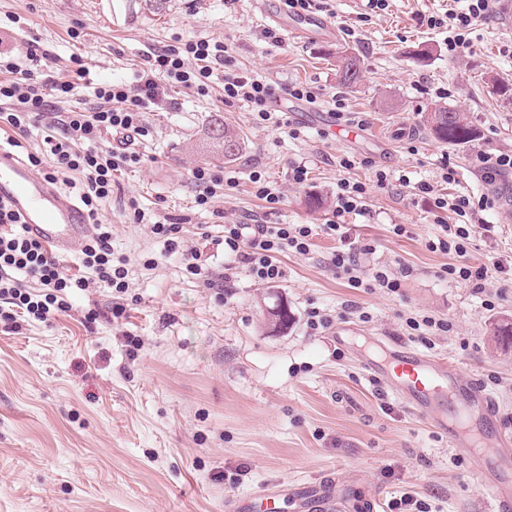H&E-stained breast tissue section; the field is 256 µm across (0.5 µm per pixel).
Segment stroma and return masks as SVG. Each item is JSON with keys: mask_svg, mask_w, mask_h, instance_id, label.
Listing matches in <instances>:
<instances>
[{"mask_svg": "<svg viewBox=\"0 0 512 512\" xmlns=\"http://www.w3.org/2000/svg\"><path fill=\"white\" fill-rule=\"evenodd\" d=\"M462 0H384L362 9L330 0L320 12L334 35L305 40L261 11L256 0H0V52L37 42L52 74L73 79L83 58L87 86L65 109L90 107V84L133 81L150 52L174 38L207 37L229 46L207 94L173 89L167 107L146 113L149 135L137 149L144 163L112 176V194L99 206L112 227V247L126 256L125 311L113 317L107 293H80L68 312L50 321L0 323V512H224L228 496L289 486L333 470L337 481L380 512L400 498L421 500L430 512H486L478 449L448 444L426 415L407 409L383 378H367L363 361L373 340L423 349L405 320L432 314L453 325L435 337L433 355L451 358L465 378L479 380L495 405L491 428L512 435V340L497 328L512 323V276L497 263L512 258V177L488 183L478 152L512 151V6L497 4L472 36L469 51L448 52V31L431 18L462 8ZM19 24H12L11 16ZM360 61L357 87L341 84L342 56ZM271 83L276 98L294 84L312 87L316 106L290 111L299 138L256 124L250 107L224 101L225 71ZM344 96L363 128L340 133L330 111ZM460 112L478 133L451 146L427 120L439 108ZM241 137L238 159L224 164L213 146L215 122ZM355 160L339 167L340 157ZM456 169V189L494 200L474 215L477 230L466 261L486 267L484 292L441 277L451 256L426 242L437 231L418 183L440 186V165ZM258 163L282 200L267 209L248 180ZM307 164L309 179L293 184L291 167ZM234 171L230 196L211 206L195 202L198 167ZM388 185L378 186L376 171ZM407 176L409 186L398 183ZM366 184L368 210L348 216L350 234L375 240L376 264H407L415 273L399 293H365L325 268L337 238L314 236L309 255L281 254L280 283L267 286L237 270L224 299L187 277L178 256L133 218L141 208L163 223L181 224L184 238L208 268L224 270L215 241L227 222L254 214L269 224H323L331 219L342 178ZM319 206H311V198ZM403 225L402 235L392 232ZM158 257L154 269L146 257ZM500 292L494 308L485 293ZM285 305L288 326L275 331L268 313ZM365 307L370 321L347 313ZM327 310L330 328L311 334L310 308ZM96 309L88 324L84 315ZM350 327L337 339L338 327ZM140 339L130 350L126 339Z\"/></svg>", "mask_w": 512, "mask_h": 512, "instance_id": "stroma-1", "label": "stroma"}]
</instances>
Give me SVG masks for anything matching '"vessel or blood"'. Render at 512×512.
I'll return each mask as SVG.
<instances>
[{"label":"vessel or blood","mask_w":512,"mask_h":512,"mask_svg":"<svg viewBox=\"0 0 512 512\" xmlns=\"http://www.w3.org/2000/svg\"><path fill=\"white\" fill-rule=\"evenodd\" d=\"M0 200L20 215L31 234L55 254L70 256L80 249L88 232L84 211L58 185L36 176L27 162L0 145ZM374 375L383 376L393 394L413 411L429 413L435 427L447 431L450 446L463 438L448 421L447 412L434 405L441 389L452 392L461 411L474 416L477 407H489L491 395L473 380H461L453 361L432 357L400 345L387 365L371 364ZM481 480L489 512H512V438L505 436L496 453L485 460ZM304 512H377V501L358 496L338 484L330 474L295 491Z\"/></svg>","instance_id":"1"}]
</instances>
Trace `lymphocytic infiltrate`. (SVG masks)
Instances as JSON below:
<instances>
[{
  "label": "lymphocytic infiltrate",
  "instance_id": "lymphocytic-infiltrate-1",
  "mask_svg": "<svg viewBox=\"0 0 512 512\" xmlns=\"http://www.w3.org/2000/svg\"><path fill=\"white\" fill-rule=\"evenodd\" d=\"M465 2L464 9L449 14L447 20H431L435 26L447 23L448 51L456 55L469 49L473 30L483 24L493 6V0ZM227 52L224 43L206 38L167 45L150 55L146 68L134 81L98 84L93 89V107L69 112L57 111L56 106L73 98L78 85L51 79L47 73L48 55L37 53L32 47L21 55L0 53V131L12 130L14 136L9 144L18 148L30 128H43L42 150L28 154V162L38 167L48 158L58 173H80V202L92 226L79 258L84 273L76 276L41 242L31 238L17 215L0 201V322H13L20 316L49 321L70 309L73 294L92 288L115 297L112 313L121 316V300L129 289L127 259L115 254L112 248V227L102 223L99 202L112 193L114 171L143 161V154L134 145L149 134L143 123L144 112L167 104L171 88H207L215 66L226 61ZM272 94V87L262 80L239 73L224 77L225 102L251 103L259 123L285 131L289 137H298L299 132L290 127L286 113L270 109ZM107 134L117 137V146L102 147L101 141ZM417 189L432 195L434 212H450L457 217L452 224L438 221L436 235L426 243L430 251L457 256V263L443 267V276L482 288L486 268L469 265L464 258L473 233L471 219L490 207V200L464 193L437 196L426 183L418 184ZM366 209L365 184L340 179L333 217L322 228L326 234L337 237L339 244L327 255L325 263L343 275L350 287L397 292L404 279L412 275L411 266L378 265L367 274L359 267L360 257L373 254L376 245L368 239H349L345 219ZM149 225L151 233L162 239L165 255L180 256L185 271L214 290L216 299H223V277L214 275L203 264L197 250L185 246L180 225ZM316 231L310 224H267L257 218L250 223L225 225L221 243L225 258L238 264L256 282L268 285L283 277L279 254H309Z\"/></svg>",
  "mask_w": 512,
  "mask_h": 512
}]
</instances>
